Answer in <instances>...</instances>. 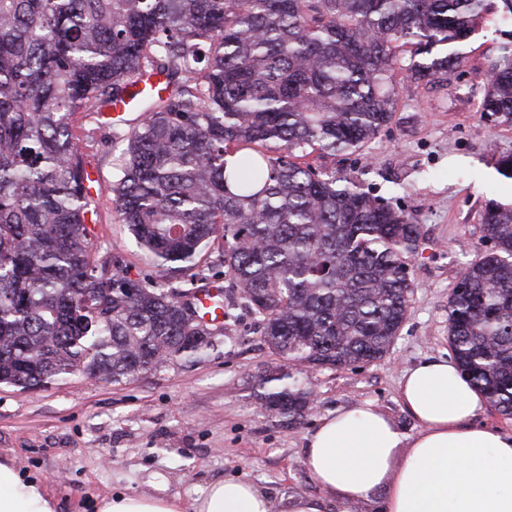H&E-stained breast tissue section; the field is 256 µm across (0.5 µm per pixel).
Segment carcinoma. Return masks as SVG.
<instances>
[{
    "instance_id": "obj_1",
    "label": "carcinoma",
    "mask_w": 512,
    "mask_h": 512,
    "mask_svg": "<svg viewBox=\"0 0 512 512\" xmlns=\"http://www.w3.org/2000/svg\"><path fill=\"white\" fill-rule=\"evenodd\" d=\"M488 0H0V385L114 383L202 359L221 279L281 364L266 407L292 422L296 378L384 357L406 320L421 226L306 158L353 153L386 126L392 73L439 83ZM481 112L512 124V42ZM164 80L137 92L141 78ZM128 99L138 115L108 114ZM128 128L108 192L163 281L100 254L75 116ZM490 248L456 277L448 343L461 375L512 416V197L486 202Z\"/></svg>"
}]
</instances>
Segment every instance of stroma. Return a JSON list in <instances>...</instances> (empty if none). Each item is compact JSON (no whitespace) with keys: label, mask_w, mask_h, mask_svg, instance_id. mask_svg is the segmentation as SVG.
<instances>
[{"label":"stroma","mask_w":512,"mask_h":512,"mask_svg":"<svg viewBox=\"0 0 512 512\" xmlns=\"http://www.w3.org/2000/svg\"><path fill=\"white\" fill-rule=\"evenodd\" d=\"M512 31L503 0L471 36L463 65L447 81L407 80L390 123L361 151L319 158V165L370 190L414 217L421 243L409 257L408 317L389 352L373 363L309 373L313 400L298 423L265 408L259 378L279 359L245 309L202 360L115 383L76 374L28 393L0 387V458L46 485L56 512H96L98 501L165 489L190 507L209 483L246 479L276 497L319 496L303 465L305 437L339 407L374 403L410 436L418 422L399 399L402 373L422 358L451 356L448 299L459 270L484 253L486 199L512 193L496 171L512 154V124L483 120L479 103L495 60L494 46ZM99 186H108L126 148L111 128L81 141ZM97 248L119 255L131 277L147 265L109 198L93 224Z\"/></svg>","instance_id":"1"}]
</instances>
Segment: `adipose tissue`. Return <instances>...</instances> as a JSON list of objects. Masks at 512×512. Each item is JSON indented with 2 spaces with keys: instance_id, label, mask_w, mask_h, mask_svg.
I'll list each match as a JSON object with an SVG mask.
<instances>
[{
  "instance_id": "obj_1",
  "label": "adipose tissue",
  "mask_w": 512,
  "mask_h": 512,
  "mask_svg": "<svg viewBox=\"0 0 512 512\" xmlns=\"http://www.w3.org/2000/svg\"><path fill=\"white\" fill-rule=\"evenodd\" d=\"M399 395L421 425L415 436L370 403L324 416L306 437L303 464L323 494L348 505L382 494V512H512V432L477 424L486 397L453 359L428 356L407 369ZM0 512H55L40 484L0 462ZM98 512H183L170 495H114ZM193 512H324L322 497L276 499L256 483L208 485Z\"/></svg>"
}]
</instances>
